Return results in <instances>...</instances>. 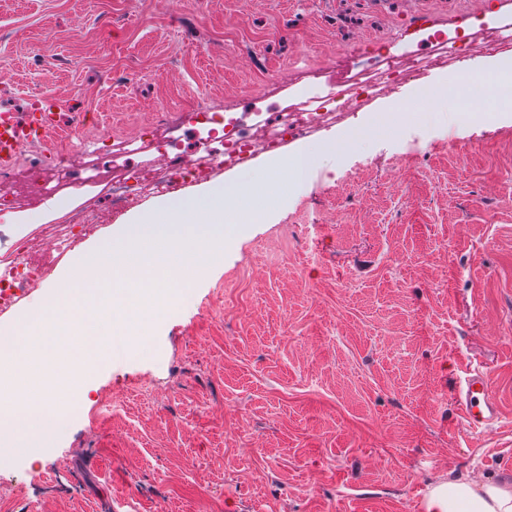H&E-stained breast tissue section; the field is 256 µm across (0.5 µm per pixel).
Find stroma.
Segmentation results:
<instances>
[{
  "instance_id": "obj_1",
  "label": "stroma",
  "mask_w": 512,
  "mask_h": 512,
  "mask_svg": "<svg viewBox=\"0 0 512 512\" xmlns=\"http://www.w3.org/2000/svg\"><path fill=\"white\" fill-rule=\"evenodd\" d=\"M512 23V0H0V111L54 95L62 126L17 166L67 162L96 182L33 193L0 210V257L75 206L110 211L112 139L183 112L281 111L302 69L341 77L336 56L362 37L394 50L430 10ZM373 101L219 171L247 182L225 225L224 257L138 351L114 352L34 464L0 465V512H423L429 487L512 477V122L458 123L451 102L384 124L419 89ZM430 146L402 151L406 128ZM99 150H79L77 133ZM336 144L333 152L323 141ZM309 153L308 185L284 178ZM151 195L99 226L82 254L155 213ZM261 212V223H247ZM75 254L10 311L16 325L64 286ZM493 378L498 421L464 428L467 370Z\"/></svg>"
}]
</instances>
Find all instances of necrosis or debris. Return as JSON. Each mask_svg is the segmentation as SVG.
I'll return each mask as SVG.
<instances>
[{
  "mask_svg": "<svg viewBox=\"0 0 512 512\" xmlns=\"http://www.w3.org/2000/svg\"><path fill=\"white\" fill-rule=\"evenodd\" d=\"M417 33L425 34L437 53L407 54L396 59L387 42L375 40L357 47L355 54L362 68L329 85L324 94H313L290 105L270 121L248 123L234 112H187L183 122L197 134L195 161L169 173H156L140 166L124 170L112 179V211L125 208L148 195L175 197L183 183L210 178L215 169L235 168L247 164L258 152L279 149L286 141L306 137L317 126L332 123L337 114L376 97L388 84L415 80L424 72L446 67L449 62L470 53L475 32L448 36L427 18L415 22ZM38 182L42 195L51 197L65 188L79 186L80 181L63 163L52 170L24 169L21 178L0 173V202L16 205L23 183ZM105 213H94L78 207L66 212L62 223L41 225V236L55 243L57 255L63 256L79 248L106 219ZM53 258L38 253L29 237L19 238L11 256L0 258V305L11 308L26 296L29 288L48 272Z\"/></svg>",
  "mask_w": 512,
  "mask_h": 512,
  "instance_id": "necrosis-or-debris-1",
  "label": "necrosis or debris"
}]
</instances>
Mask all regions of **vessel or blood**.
Here are the masks:
<instances>
[{
  "label": "vessel or blood",
  "mask_w": 512,
  "mask_h": 512,
  "mask_svg": "<svg viewBox=\"0 0 512 512\" xmlns=\"http://www.w3.org/2000/svg\"><path fill=\"white\" fill-rule=\"evenodd\" d=\"M58 104L46 97L39 101L27 117L12 112H0V164H10L19 148L42 138L58 127ZM459 404L466 426L479 431L497 421L501 407L492 393V382L487 371L469 372L459 392Z\"/></svg>",
  "instance_id": "vessel-or-blood-1"
}]
</instances>
